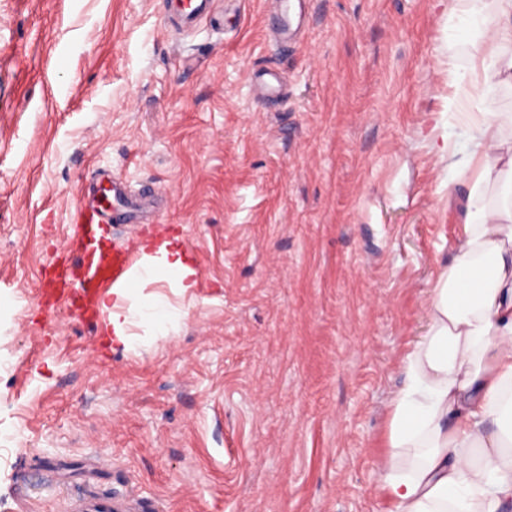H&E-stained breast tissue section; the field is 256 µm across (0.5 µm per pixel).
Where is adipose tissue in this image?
Masks as SVG:
<instances>
[{
	"label": "adipose tissue",
	"instance_id": "ef3b65f1",
	"mask_svg": "<svg viewBox=\"0 0 512 512\" xmlns=\"http://www.w3.org/2000/svg\"><path fill=\"white\" fill-rule=\"evenodd\" d=\"M483 34L469 80L490 100L512 84V0H463ZM465 223L453 258L425 303L428 329L403 359L404 383L388 400L389 454L377 489L390 512H506L512 507L511 112H479ZM497 200L485 202L487 191ZM112 301L102 304L113 343L129 345L123 300L158 326L178 320L149 283L193 294L197 271L176 236L144 242Z\"/></svg>",
	"mask_w": 512,
	"mask_h": 512
}]
</instances>
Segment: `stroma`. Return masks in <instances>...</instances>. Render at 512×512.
I'll list each match as a JSON object with an SVG mask.
<instances>
[{"label":"stroma","mask_w":512,"mask_h":512,"mask_svg":"<svg viewBox=\"0 0 512 512\" xmlns=\"http://www.w3.org/2000/svg\"><path fill=\"white\" fill-rule=\"evenodd\" d=\"M455 0H0V512H388L401 361L462 229ZM281 91L260 96L256 74ZM111 178L180 237L194 298L133 320L48 285Z\"/></svg>","instance_id":"1"}]
</instances>
